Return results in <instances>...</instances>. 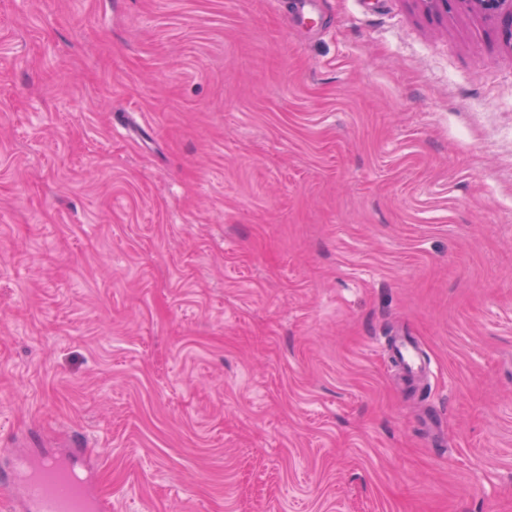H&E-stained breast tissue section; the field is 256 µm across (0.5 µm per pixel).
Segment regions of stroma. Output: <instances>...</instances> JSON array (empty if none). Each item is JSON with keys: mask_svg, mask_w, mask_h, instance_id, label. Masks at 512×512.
<instances>
[{"mask_svg": "<svg viewBox=\"0 0 512 512\" xmlns=\"http://www.w3.org/2000/svg\"><path fill=\"white\" fill-rule=\"evenodd\" d=\"M76 446L112 512H512V30L0 0V469ZM390 350L391 358L402 368L407 379H417L430 368L422 349L410 337L399 338Z\"/></svg>", "mask_w": 512, "mask_h": 512, "instance_id": "obj_1", "label": "stroma"}]
</instances>
